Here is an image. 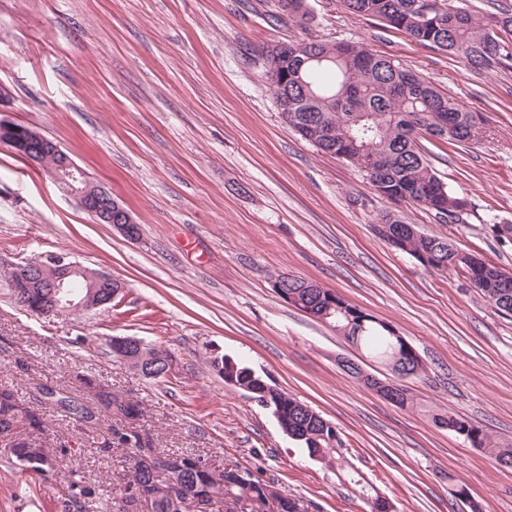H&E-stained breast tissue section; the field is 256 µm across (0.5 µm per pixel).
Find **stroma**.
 I'll use <instances>...</instances> for the list:
<instances>
[{
	"label": "stroma",
	"mask_w": 512,
	"mask_h": 512,
	"mask_svg": "<svg viewBox=\"0 0 512 512\" xmlns=\"http://www.w3.org/2000/svg\"><path fill=\"white\" fill-rule=\"evenodd\" d=\"M312 21L277 0H0V117L57 142L141 226L126 240L86 213L41 168L0 145V258L50 253L126 283L108 310L49 322L16 306L0 267V384H54L78 396L76 373L142 403L162 450L238 465L300 499L308 512H370L335 468L289 438L271 410L225 385L210 366L228 355L311 406L338 431L346 467L394 512H470L456 478L487 512H512V469L437 426L451 411L512 442V314L455 271L425 268L378 237L394 210L420 233L512 271V70L473 69L422 47L339 0H307ZM314 37L361 43L399 60L482 122L471 144L424 141L429 165L468 210L441 224L394 208L349 162L320 153L283 122L262 56ZM288 274L331 290L392 325L425 375L402 379L412 402L384 399L340 366L391 371L333 327L284 302ZM112 336L168 348L177 365L149 380L108 354ZM97 340L86 349L81 339ZM105 426L83 434L52 417L51 447L79 475L121 487L118 457L99 450ZM69 472L24 494L26 475L0 449V512H54Z\"/></svg>",
	"instance_id": "obj_1"
}]
</instances>
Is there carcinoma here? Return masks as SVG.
<instances>
[{"label":"carcinoma","instance_id":"cac0c4a2","mask_svg":"<svg viewBox=\"0 0 512 512\" xmlns=\"http://www.w3.org/2000/svg\"><path fill=\"white\" fill-rule=\"evenodd\" d=\"M280 9L300 24L309 21L306 0H277ZM420 0H342L352 14L380 21L406 33L426 48L463 57L471 67L512 66V13L487 12L482 16L440 0L442 9L433 21L418 22ZM303 52L293 55L286 44L266 51L267 72L279 80L271 83L273 96L288 97V112L283 115L290 128L311 142L319 151L355 165L364 175H373L384 191L383 197H401L407 204L422 206L436 213L435 206L448 207L453 213L467 202L454 195L436 177L418 147L421 135L456 143L474 141L472 128L476 115L455 98L439 90L399 61L371 53L349 42L301 41ZM413 257L437 251L440 264L433 271L457 270L458 248L443 236L405 234L399 247ZM505 270L489 266L479 290L498 310L512 314V287L502 288L499 276ZM290 288L303 305L320 314L331 303L343 305L338 294L315 284ZM9 286L15 302L17 290L29 293L34 304L43 303L41 288L20 286V277L9 274ZM348 320L340 311H332L327 323L334 328H349L343 336L374 357L390 362L399 356L415 364L412 349L390 336L388 325L354 306ZM211 367L234 377L238 384L255 391L260 404L271 405L284 430L300 434V444L308 452L324 456L336 452V467H343L337 452L342 441L337 430L325 425L320 413L267 383L253 370L234 359L220 356ZM93 404L71 392L44 383H35L28 397L8 385H0V436L12 438L8 447L15 463L41 483L54 481L61 472L66 449L56 452L42 444L51 415L68 419L77 431L87 424L108 423L107 438L100 451L119 452L129 471L128 481L111 497L112 512H134L139 501L150 504L151 512H187V502L203 498L214 504L221 500L226 512H301L298 499L281 492L273 481L239 467L211 469L200 455L164 452L154 437L143 428L145 409L141 403L112 391L108 385L91 378H79ZM435 423L474 443L496 464L512 463V444L495 440L483 428L451 412L434 415ZM107 490L103 485L73 478L66 492L56 500V512H72L71 504L80 503L81 512H92Z\"/></svg>","mask_w":512,"mask_h":512}]
</instances>
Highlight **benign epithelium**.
<instances>
[{
  "mask_svg": "<svg viewBox=\"0 0 512 512\" xmlns=\"http://www.w3.org/2000/svg\"><path fill=\"white\" fill-rule=\"evenodd\" d=\"M0 144L9 146L12 151L29 163L45 170L52 178L63 183L77 197L81 208L101 224H110L130 240L140 237V227L133 216L112 197L106 187L89 181L84 171L54 141L38 136L12 122L0 120ZM10 270L24 273L33 288H49L47 308H34L47 320L64 312L81 310L90 305L97 308H112V303L125 292V284L112 276L73 263L67 257L57 255L50 261L32 265L28 262L9 263ZM84 281L87 294H77L72 289L73 280ZM129 348V354L122 356L125 363L144 376L155 375V358L144 350V343L130 336L120 338ZM395 378L383 383V397L397 402L407 394L406 389L396 379L420 374L398 361L389 363Z\"/></svg>",
  "mask_w": 512,
  "mask_h": 512,
  "instance_id": "7a95c632",
  "label": "benign epithelium"
}]
</instances>
